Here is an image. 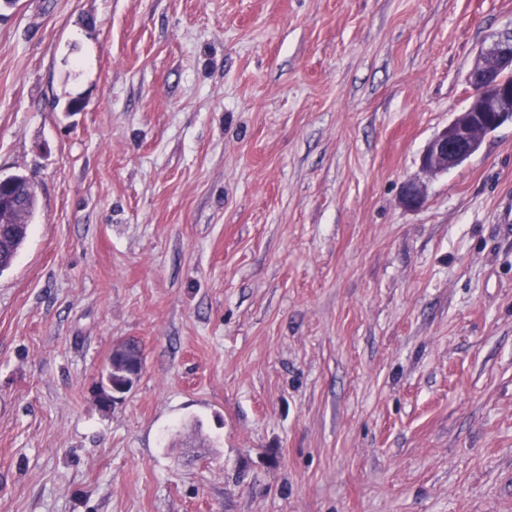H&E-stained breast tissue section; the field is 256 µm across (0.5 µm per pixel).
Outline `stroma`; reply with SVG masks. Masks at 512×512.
Instances as JSON below:
<instances>
[{"mask_svg":"<svg viewBox=\"0 0 512 512\" xmlns=\"http://www.w3.org/2000/svg\"><path fill=\"white\" fill-rule=\"evenodd\" d=\"M510 28L512 0L1 8L0 177L38 206L0 274V512H512V123L399 202ZM425 201V185L421 178H411L403 183L400 203L409 209L420 207ZM122 348L123 347L120 344L113 349L106 367L105 375L101 382L100 396L102 402L106 404L113 401L115 394H121L131 390L143 371L144 361L141 357L139 361L126 362L125 360H122V362L118 364V357L115 353L117 350H121ZM115 378H117V380L122 378L123 383L115 384Z\"/></svg>","mask_w":512,"mask_h":512,"instance_id":"stroma-1","label":"stroma"}]
</instances>
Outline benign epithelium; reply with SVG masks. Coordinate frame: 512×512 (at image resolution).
Returning a JSON list of instances; mask_svg holds the SVG:
<instances>
[{"instance_id": "obj_1", "label": "benign epithelium", "mask_w": 512, "mask_h": 512, "mask_svg": "<svg viewBox=\"0 0 512 512\" xmlns=\"http://www.w3.org/2000/svg\"><path fill=\"white\" fill-rule=\"evenodd\" d=\"M512 29L500 34L477 54L468 74V105L454 114L448 125L426 145L420 172L432 176L462 164L480 147L483 139L503 123L512 122ZM425 201V185L419 178L403 183L400 203L409 209ZM144 361H118L112 356L101 382V399L131 390L142 374Z\"/></svg>"}]
</instances>
